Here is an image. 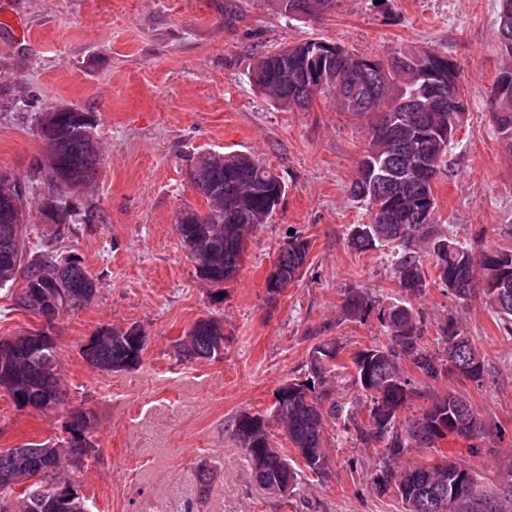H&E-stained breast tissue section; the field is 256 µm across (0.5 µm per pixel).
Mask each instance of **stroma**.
I'll return each mask as SVG.
<instances>
[{
	"mask_svg": "<svg viewBox=\"0 0 512 512\" xmlns=\"http://www.w3.org/2000/svg\"><path fill=\"white\" fill-rule=\"evenodd\" d=\"M26 19L27 38L16 32ZM498 0H340L335 10L291 20L269 0H10L0 11V173L29 182L43 153L37 127L54 106L94 112L103 165L79 204L103 217L73 224L57 239L97 280L93 300L57 320L58 377L71 405L94 413L96 456L61 473L100 512H404L377 495L376 448L353 429L333 427L331 475L306 476L290 505L251 479L226 421L247 411L270 414L274 390L303 377L311 349L338 343L342 369L332 383L369 418L366 399L346 367L353 352L385 340L376 317L343 319V294L361 288L389 304L402 295L387 251L359 252L347 238L367 223L351 195L366 131L327 97L292 112L255 90V56L307 40L382 57L401 45L433 48L456 63L467 111L434 182L437 222L474 251L512 248V154L494 132L490 93L505 60ZM246 152L270 166L286 194L269 223L251 234L237 277L222 289L203 281L175 230L179 210L206 201L188 169L202 153ZM310 242L303 278L268 300L265 282L290 233ZM18 287L0 290V339L39 328L15 304ZM411 305L435 329L456 316L484 357L489 380L460 393L489 428L479 455L450 437L412 448L403 464L445 454L471 466L478 485L496 491L512 477V338L503 336L485 301L459 303L430 282ZM224 323V358L185 361L177 344L200 318ZM141 328L140 368L103 373L80 348L101 329ZM64 410L18 409L0 389V451L56 442ZM215 468L200 493L198 468Z\"/></svg>",
	"mask_w": 512,
	"mask_h": 512,
	"instance_id": "35a3bbf8",
	"label": "stroma"
}]
</instances>
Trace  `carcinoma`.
I'll use <instances>...</instances> for the list:
<instances>
[{"instance_id": "obj_1", "label": "carcinoma", "mask_w": 512, "mask_h": 512, "mask_svg": "<svg viewBox=\"0 0 512 512\" xmlns=\"http://www.w3.org/2000/svg\"><path fill=\"white\" fill-rule=\"evenodd\" d=\"M289 18L321 15L336 8L338 0H273ZM501 45L512 56V0H499ZM438 51L421 46L396 48L387 58L353 55L338 45L308 40L255 59L250 83L264 98L286 109L309 108L318 96H332L336 108L366 120L367 138L351 195L370 207L371 219L352 229L348 243L363 252L383 246L395 252L394 279L401 293L420 296L427 288L423 257H432L437 281L464 303L479 292L492 309L500 329L512 337V250L486 249L475 254L454 231L435 224L437 199L433 183L450 149L448 98H440L425 73ZM494 131L512 151V91L491 97ZM93 112L73 106L68 112L44 117L38 136L44 144L43 162L35 168L37 180L48 187L42 203L28 200L29 189L0 174V288L22 280L18 307L42 319V331L0 340V388L7 390L19 409L41 412L46 402L68 404L69 394L56 373L57 341L52 328L57 320L55 296L63 295L68 311L75 312L96 294L95 280L80 261L64 256L52 243L28 247L24 226L34 212L49 215L58 234L81 220L91 224L99 214L94 207L78 210L68 197L95 180L102 159L96 141L86 133ZM191 181L207 207H187L189 222L175 224L177 235L196 273L214 285L234 279L241 267L243 240L260 224L268 223L279 202L274 197L281 178L268 166L243 152L222 156L204 154L190 171ZM291 245L276 259V271L266 279L267 293L276 298L306 273L310 243L289 237ZM387 331L386 342L354 353L351 384L370 405L369 422L354 424L357 440L381 450L372 484L381 495L401 500L405 512H505L503 501L512 498V484L499 493L478 491L477 474L468 465L446 455L426 465L396 466L412 447L432 448L451 436L481 442L487 426L479 414L454 392L429 399L408 378L403 362L412 364L426 379L447 377L458 383H481L484 361L456 317L438 326L435 344L445 345L447 359L428 347L425 323L413 308L401 303L379 306L361 288L349 289L342 300V315L364 319L372 312ZM190 343L177 352L219 361L224 353V327L208 316L190 328ZM146 336L139 329L114 331L102 338L97 332L81 348L82 358L105 372L131 371L142 364ZM340 347L323 341L311 351L304 379H294L274 391L273 416L240 412L226 431L242 449L254 480L265 490L302 483V471L275 447L271 422L288 423L287 440L303 460L304 469L319 478L329 476L327 420L349 415L350 406L330 397L336 378ZM415 398L426 405L408 424L400 412ZM93 413L80 406L66 412L61 440L78 468L88 453H97L91 433ZM53 451L46 443H27L0 451V512H16L14 503H27L28 512H44L43 504L58 491Z\"/></svg>"}]
</instances>
